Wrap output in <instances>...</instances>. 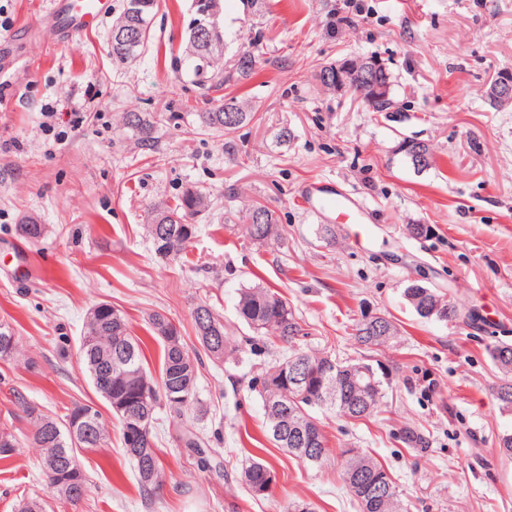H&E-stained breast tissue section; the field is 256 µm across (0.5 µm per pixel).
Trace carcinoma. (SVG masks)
<instances>
[{
  "label": "carcinoma",
  "instance_id": "obj_1",
  "mask_svg": "<svg viewBox=\"0 0 512 512\" xmlns=\"http://www.w3.org/2000/svg\"><path fill=\"white\" fill-rule=\"evenodd\" d=\"M158 0H122L119 15L112 22V34L139 26L148 31L150 17ZM194 16L202 14L213 17L219 15L220 0H193ZM195 20L187 27L185 56L172 58L177 69L185 66L201 88L218 91L224 83L235 81L244 83L256 73L258 59L264 51L263 32L250 27L246 33L247 47L240 50L231 70L224 72L214 65V50L223 43L224 34L220 25L211 29L210 41H205L196 33ZM143 45L126 46L112 40V56L118 61L136 57ZM348 93L361 99L363 106L371 112L387 110L392 99L386 98L369 102L370 91L360 81L354 82ZM201 123L229 134L253 118L247 102L237 96L223 100L222 104L210 112L199 113ZM124 125L140 145L153 146L157 143V126L142 113L127 112L123 116ZM209 207V198L201 190L188 188L179 195L174 205L158 204L151 209L146 236L154 251L162 258H177L188 247L198 231L197 218ZM247 237L255 244L265 245L281 239L283 228L275 211L265 205H255L247 213L244 225ZM405 296L416 313H421L424 302L439 309L434 317L441 321L456 320L460 311L456 305L430 288L405 289ZM100 316L88 315L84 333L78 348L79 361L85 367L95 389L107 400L114 398L126 401L125 409L113 411L119 419L126 455L133 462L139 487L144 496L154 497L166 483V474L158 461L153 424L159 410H166L174 420L183 417L184 409L195 395L198 359L189 355L177 326L164 314L155 312L149 316L150 332L163 349V362L159 376H153L146 369L141 341L131 334L125 315L111 304L103 302ZM239 318L253 332L246 338L250 349H255L259 341L271 334L287 344L288 354L276 360L252 379L251 387L264 401V414L272 440L279 447L294 455L309 467L318 468L321 461L308 458L309 450L292 443L291 438L276 437L274 430L278 424L279 410L270 407V398L288 397L292 415L288 427L297 430L314 429L317 442L312 450L328 452L325 436L318 420L310 414L314 407L324 408L350 419H361L371 415L382 398V381L371 365L360 363L363 369L356 381L348 378L336 380L334 367H325L327 356L296 346V338L304 335L301 324L291 304L276 291L253 285L240 290L237 303ZM195 332L199 345L205 354L222 362L239 351L232 343L224 328V321L208 305L200 304L193 311ZM354 337L363 345H378L398 333V328L389 319L385 320V330L371 332L359 321L355 324ZM489 355L501 371L503 378L496 385L493 395L504 414H512V344L498 342L489 349ZM24 354L19 348L17 336L10 325L0 323V359L19 360ZM294 359L304 360L299 380L291 377L290 363ZM87 413V419L78 425L67 418L56 419L37 411L34 406L26 409L32 424L31 439L42 448L44 475L53 484L64 501L75 505L81 502L88 491L89 480L76 457L75 448L92 449L99 447L107 438V425L97 410L80 405ZM138 425L142 435L137 441L131 440L129 431ZM17 436L7 426L0 427V464L9 465L19 448ZM344 456L343 481L360 512H365L360 499L363 485L369 481L387 478V471L369 457L358 454ZM270 468L257 459L249 460L242 470L241 477L251 493L263 497L270 487L265 476ZM370 512H403L396 490L379 497Z\"/></svg>",
  "mask_w": 512,
  "mask_h": 512
}]
</instances>
